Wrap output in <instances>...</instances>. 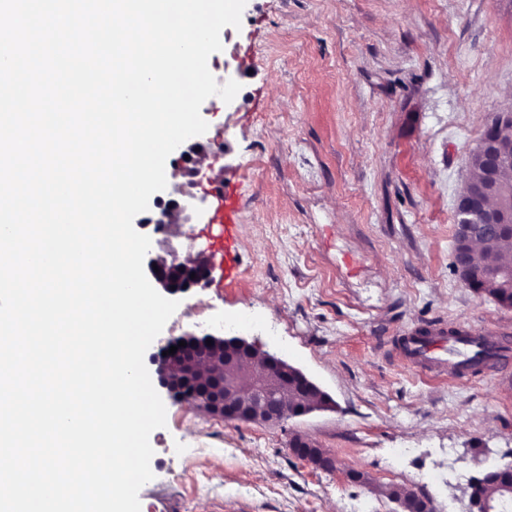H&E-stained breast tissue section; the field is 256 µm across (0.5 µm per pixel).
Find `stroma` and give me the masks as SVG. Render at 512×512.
<instances>
[{
    "mask_svg": "<svg viewBox=\"0 0 512 512\" xmlns=\"http://www.w3.org/2000/svg\"><path fill=\"white\" fill-rule=\"evenodd\" d=\"M221 41L208 67L241 89L202 106L200 143L242 175L241 275L180 295L145 366L220 319L333 404L268 425L159 388L141 512H395L392 487L469 512L471 478L512 463V375L419 370L403 340L422 322L512 332L451 267L469 152L512 109V0H247ZM298 435L334 469L295 455Z\"/></svg>",
    "mask_w": 512,
    "mask_h": 512,
    "instance_id": "obj_1",
    "label": "stroma"
}]
</instances>
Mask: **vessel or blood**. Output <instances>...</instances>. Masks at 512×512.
Here are the masks:
<instances>
[{"label": "vessel or blood", "instance_id": "1", "mask_svg": "<svg viewBox=\"0 0 512 512\" xmlns=\"http://www.w3.org/2000/svg\"><path fill=\"white\" fill-rule=\"evenodd\" d=\"M213 195L215 206L211 221L219 225L221 233L217 243L208 245L207 252L215 269L223 271L225 279L233 280L238 277L240 268V182L237 174L225 172L223 181L214 185ZM438 346L434 337L421 334L408 336L406 358L413 367L429 364L440 370L452 369L457 375L470 371L469 361L473 358L479 359L480 367L484 370L512 365V336L505 332L486 336L479 330L462 325L458 328L457 336L448 342L447 358L433 357L432 352Z\"/></svg>", "mask_w": 512, "mask_h": 512}]
</instances>
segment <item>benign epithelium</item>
I'll return each instance as SVG.
<instances>
[{
  "label": "benign epithelium",
  "mask_w": 512,
  "mask_h": 512,
  "mask_svg": "<svg viewBox=\"0 0 512 512\" xmlns=\"http://www.w3.org/2000/svg\"><path fill=\"white\" fill-rule=\"evenodd\" d=\"M512 125V113L502 112L488 124L474 152L512 162V141H505L500 130ZM177 197L170 200L154 219L167 226V236L158 241L159 251L150 255L147 268L151 277L164 292L174 295L207 284L213 264L203 249L189 245L190 252L180 254V227L206 215L207 196H198L179 187ZM489 194L465 191L458 199L455 223L481 224L488 220L487 212L497 209L493 219L497 231L512 232V202L502 200L496 207L487 204ZM212 340L207 345L206 340ZM186 346L179 340L167 342L162 350L172 346L178 350L158 360L157 373L168 392L173 394L187 385L194 386L183 402L207 412L228 416L233 420L276 424L286 419L313 412L311 408H295L288 404V395L313 387V383L296 367L274 357L258 354L243 337L184 336Z\"/></svg>",
  "instance_id": "benign-epithelium-1"
}]
</instances>
